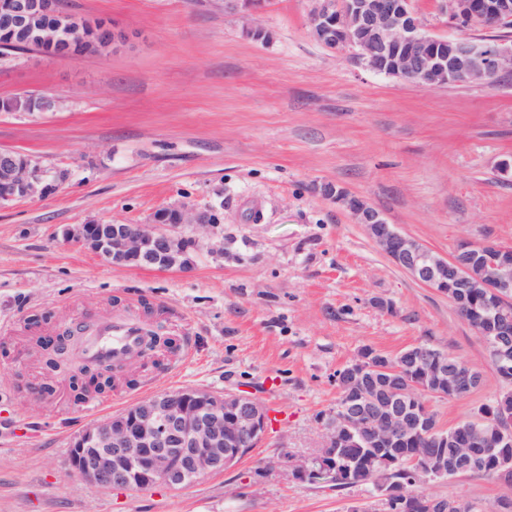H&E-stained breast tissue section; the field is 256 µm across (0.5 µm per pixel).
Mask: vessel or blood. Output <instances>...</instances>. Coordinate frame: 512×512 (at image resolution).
Here are the masks:
<instances>
[{"mask_svg": "<svg viewBox=\"0 0 512 512\" xmlns=\"http://www.w3.org/2000/svg\"><path fill=\"white\" fill-rule=\"evenodd\" d=\"M140 321L132 315L100 322L93 336L86 338L84 353L89 360L122 364L142 349Z\"/></svg>", "mask_w": 512, "mask_h": 512, "instance_id": "obj_1", "label": "vessel or blood"}]
</instances>
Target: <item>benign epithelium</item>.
I'll return each instance as SVG.
<instances>
[{"label": "benign epithelium", "instance_id": "benign-epithelium-1", "mask_svg": "<svg viewBox=\"0 0 512 512\" xmlns=\"http://www.w3.org/2000/svg\"><path fill=\"white\" fill-rule=\"evenodd\" d=\"M224 10L250 16L262 0H221ZM440 10L459 27L497 29L512 21V0H440ZM84 18L65 11L60 0H0V30L12 42L8 51L37 52L57 61L72 60L73 47L85 42ZM313 36L332 50L350 49L358 62L380 74L428 88L454 84H494L512 73V37L501 36L477 49L473 37L445 38L430 34L412 0H313L309 14ZM59 99L19 95L0 103L4 112H55ZM67 178L51 171L34 156L19 161L0 153V206L43 198ZM341 202L362 224L373 242L399 268L431 288L453 283L464 296L471 287L466 273L483 259L485 285L512 288V245H464L443 257L386 222L362 199L339 192ZM213 224L212 211L185 205L157 210L145 224L99 223L69 225L63 237L104 261L119 267L150 265L184 271L194 265L196 240L184 228ZM453 304L461 318L484 341L512 333V315L502 314L498 328L490 320ZM69 343L61 338L46 348L47 364L69 377L112 380L118 369L110 363L74 362L66 355ZM360 357L347 366L342 387L348 395L340 412L323 426L322 446L310 456L286 459L289 475L298 481L312 473L314 460L341 444L373 448L389 438L428 430L436 444L447 446L448 435L426 420L425 412L407 407L395 389L388 360ZM268 413L252 396L205 388L185 387L143 399L123 412L96 422L71 443L68 473L103 488L134 490L164 485L180 489L233 466L267 431ZM473 467L470 451L452 462L419 469L426 483L466 474Z\"/></svg>", "mask_w": 512, "mask_h": 512}]
</instances>
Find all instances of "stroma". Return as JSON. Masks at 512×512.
<instances>
[{
    "label": "stroma",
    "instance_id": "stroma-1",
    "mask_svg": "<svg viewBox=\"0 0 512 512\" xmlns=\"http://www.w3.org/2000/svg\"><path fill=\"white\" fill-rule=\"evenodd\" d=\"M65 3L129 39L69 62L0 63V101H62L0 112V151L70 173L45 198L0 207V512H384L369 486L299 482L278 465L281 452L320 447L336 371L365 347L427 343L467 361L481 385L428 401L444 428L508 386L447 295L392 263L322 187L360 197L445 257L464 243L512 244V77L430 89L373 72L314 38L310 0H266L249 18L218 0ZM182 203L221 217L186 227L199 250L185 272L114 267L62 238L68 224H144ZM128 313L189 349L139 362L135 386L99 407L74 403L33 337ZM187 386L256 397L270 417L263 440L183 489L113 491L68 475L88 425ZM428 491L484 512L512 498L511 483L473 474ZM23 102V105L21 104ZM60 101L56 97L42 95L39 97H30L19 95L12 99L1 101L0 110L4 112H56L60 108Z\"/></svg>",
    "mask_w": 512,
    "mask_h": 512
}]
</instances>
